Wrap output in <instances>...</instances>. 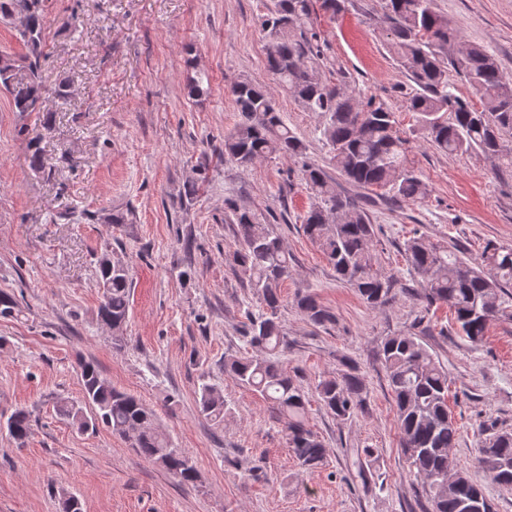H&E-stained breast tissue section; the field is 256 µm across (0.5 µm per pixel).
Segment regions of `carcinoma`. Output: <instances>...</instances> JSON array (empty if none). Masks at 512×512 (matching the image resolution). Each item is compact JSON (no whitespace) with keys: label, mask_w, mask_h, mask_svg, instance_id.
<instances>
[{"label":"carcinoma","mask_w":512,"mask_h":512,"mask_svg":"<svg viewBox=\"0 0 512 512\" xmlns=\"http://www.w3.org/2000/svg\"><path fill=\"white\" fill-rule=\"evenodd\" d=\"M43 0H0V18L17 15V29L26 53L11 59L28 71L26 82L0 75V87L11 96L18 112H40L44 58ZM332 16L344 9V0H277L262 20L267 65L277 85L306 112L323 119L322 139L331 161L346 182L361 188H387L392 198L417 202L426 186L407 165L406 140L396 129L394 112L382 100L361 97L332 83L318 65L321 34L317 10ZM391 47L400 66L416 86L409 110L419 119L424 137L437 150L448 153L478 151L512 166V150L503 144L512 134V85L506 83L497 60L480 45L465 43L448 20L438 14L432 0H386ZM464 81L478 97L477 109L458 94L450 73ZM232 95L239 121L224 134V158L247 168L260 158L306 154L303 141L288 128L271 93L248 79L238 81ZM302 180L314 203L303 219V234L332 265L336 279L353 288L372 308L392 299L393 282L372 262L374 225L363 205L337 189L336 181L321 166L303 162ZM239 228V249L233 260L248 276L262 304L247 313V343L256 354L224 359V374L258 391L272 412L285 420L288 447L298 462L315 468L325 458L324 446L308 427V392L278 358L286 345L278 319L280 282L288 277L289 257L271 225L246 209L233 208ZM416 295L424 307L446 306L458 331L469 342L484 341L489 324L512 321V248L487 243L483 251L490 273L475 269L457 249L426 242L421 237L405 245ZM102 299L98 318L112 329L113 344L123 342L128 321L132 278L129 269L104 256L99 262ZM301 314L316 326L335 321V315L312 293L296 299ZM388 377L400 430V446L409 472L422 483L433 512H496L484 487L464 473L451 471L448 450L457 441V427L448 410V374L436 363L428 347L411 335L389 336L379 351ZM84 404L62 401L58 414L78 430L94 431L102 425L132 436V448L181 483L196 486L198 470L182 448L160 428L156 415L139 397L121 391L102 377L92 362L80 364ZM316 392L323 408L341 421L363 410L367 389L354 372L321 381ZM200 412L212 421L224 420V399L208 384L198 393ZM9 435L23 443L33 424L26 410L15 411L6 422ZM478 466L490 480L512 487V433L492 432L478 450Z\"/></svg>","instance_id":"1"}]
</instances>
